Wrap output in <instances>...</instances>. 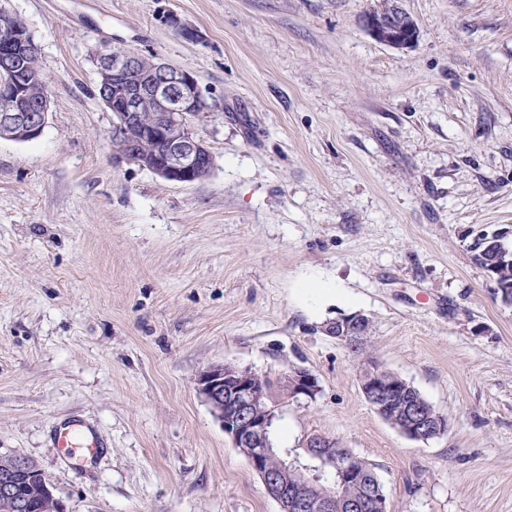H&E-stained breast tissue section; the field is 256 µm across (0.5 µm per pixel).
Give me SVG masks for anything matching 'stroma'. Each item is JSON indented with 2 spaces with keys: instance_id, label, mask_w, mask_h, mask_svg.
Returning <instances> with one entry per match:
<instances>
[{
  "instance_id": "1",
  "label": "stroma",
  "mask_w": 512,
  "mask_h": 512,
  "mask_svg": "<svg viewBox=\"0 0 512 512\" xmlns=\"http://www.w3.org/2000/svg\"><path fill=\"white\" fill-rule=\"evenodd\" d=\"M380 4L0 0L52 96L39 139L0 138V455L33 459L64 512H279L196 390L217 363L312 373L276 447L337 439L392 512H512V306L469 250L512 230V0H400L404 49L363 28ZM102 40L194 73L208 177L116 158ZM309 278L350 303L299 299ZM351 314L444 436L364 399V357L325 331ZM73 420L102 442L82 468L53 445Z\"/></svg>"
}]
</instances>
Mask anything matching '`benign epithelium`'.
<instances>
[{"label":"benign epithelium","instance_id":"benign-epithelium-1","mask_svg":"<svg viewBox=\"0 0 512 512\" xmlns=\"http://www.w3.org/2000/svg\"><path fill=\"white\" fill-rule=\"evenodd\" d=\"M363 27L376 41L390 47L406 48L416 42L418 26L415 20L395 2L390 8L372 10L364 15ZM13 49L0 55V129L6 137L18 142L40 138L47 125L51 95L41 91L32 100L12 92L17 82V59L20 51L33 47L21 35V29L11 33ZM140 53L114 50L107 42L96 45L93 60L102 101L112 110V134L121 158L148 169L170 182L193 183L206 177L213 161L211 151L197 135L193 118L204 113L208 102L197 78L185 67H176L161 60L146 70L139 64ZM153 114L150 130L163 145V159L144 156L137 143L124 137L127 127L139 119V113ZM282 386L292 399L306 398L317 386L316 378L301 368H293L282 377ZM199 395L220 422L235 448L243 454L251 469L260 475L270 497L276 500L280 512H329L336 500L345 502L351 512L362 508L360 498L349 497L346 489L360 483L350 462L336 455L330 445L314 441L308 455L315 464H305L309 473L308 489L292 492L278 485L273 475L264 469L270 452L269 429L279 404L259 376L247 368L228 364H213L199 372L196 378ZM360 388L368 403L381 411L385 399L378 390L377 372L360 376ZM410 419L399 432L414 441H425L430 432L443 429L444 423L431 420L412 408ZM28 467L14 461L13 468L0 475V503L11 512H26L14 493L10 473Z\"/></svg>","mask_w":512,"mask_h":512}]
</instances>
